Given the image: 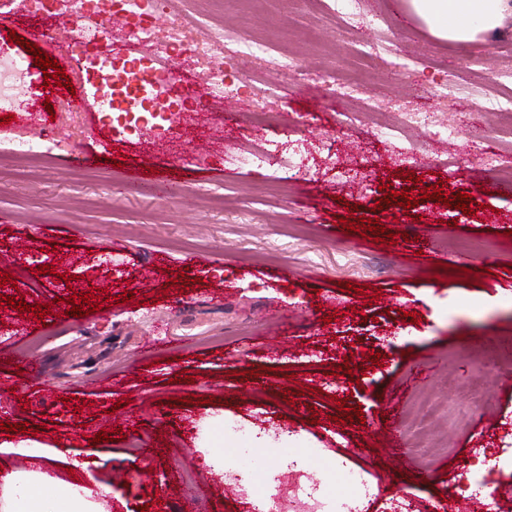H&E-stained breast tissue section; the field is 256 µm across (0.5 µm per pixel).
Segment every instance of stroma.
<instances>
[{
	"label": "stroma",
	"instance_id": "1",
	"mask_svg": "<svg viewBox=\"0 0 512 512\" xmlns=\"http://www.w3.org/2000/svg\"><path fill=\"white\" fill-rule=\"evenodd\" d=\"M355 2L360 21L348 26L312 0H195L203 28L273 39L310 78L208 97L192 139L147 124L113 130L92 59L52 53L70 87L28 84L23 107L40 112L63 95L81 124L56 114L50 165L23 180L0 176V375L15 382L0 407V443L43 442L85 461L93 480L111 485L115 512H248L258 472L290 477L294 448L313 450L309 478L327 483L333 500L351 493L343 477H327L336 460L380 482L383 499L364 512H385L386 498L403 495L460 504L482 454L491 462L484 491L512 475V374L497 371L512 346V186L489 165L512 152V128L485 117L502 92L493 75L512 71V18L461 45L433 37L406 0ZM0 12V51L26 54L21 40L41 31L44 15L24 0ZM367 42L381 62L354 55ZM327 72L357 80L379 110L448 121L464 113L470 124L450 144L419 129L390 140L340 124L319 81ZM260 103L280 113L279 127L248 124ZM294 127L305 143L331 135L361 159L363 191L322 164L311 178L282 169ZM265 140L279 144L266 167L225 166V152ZM397 146L417 148L418 160L392 165ZM76 150L89 165H70ZM146 173L174 194L133 189ZM274 175L286 192L264 193ZM437 183L450 196L470 193L472 213L425 200ZM384 185L408 191L414 207L380 205ZM359 217L379 220L393 243L344 230ZM105 253L112 266L100 265ZM76 295L95 312L66 316ZM104 372L119 386L100 388ZM432 395L441 407L430 413ZM345 407L362 422L341 419ZM117 416L130 425H114ZM228 419L252 429L244 450L224 442L225 469L242 477L234 491L196 453L205 429L222 431ZM276 425L289 450L276 444ZM392 435L399 450L386 446ZM436 438L444 450L417 482L412 445ZM187 471L195 484L183 482Z\"/></svg>",
	"mask_w": 512,
	"mask_h": 512
}]
</instances>
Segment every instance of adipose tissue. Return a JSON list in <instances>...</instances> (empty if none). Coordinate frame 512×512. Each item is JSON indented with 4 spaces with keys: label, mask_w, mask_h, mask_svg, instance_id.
Segmentation results:
<instances>
[{
    "label": "adipose tissue",
    "mask_w": 512,
    "mask_h": 512,
    "mask_svg": "<svg viewBox=\"0 0 512 512\" xmlns=\"http://www.w3.org/2000/svg\"><path fill=\"white\" fill-rule=\"evenodd\" d=\"M411 14L430 33L448 42H471L512 16V0H407ZM44 467L32 471L0 468V512H112V489L61 479L59 454L41 447Z\"/></svg>",
    "instance_id": "obj_1"
}]
</instances>
